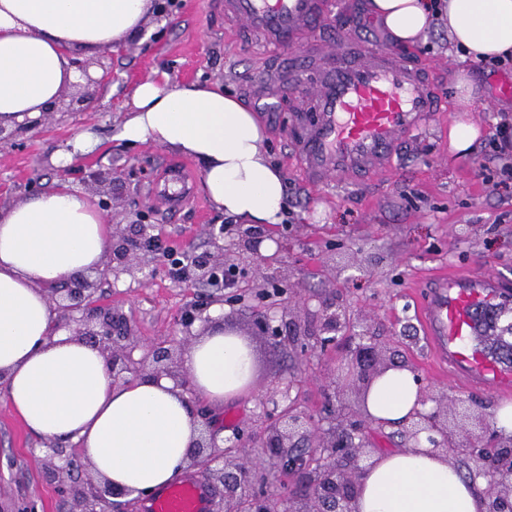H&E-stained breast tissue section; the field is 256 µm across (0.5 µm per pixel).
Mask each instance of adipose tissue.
<instances>
[{
	"instance_id": "obj_1",
	"label": "adipose tissue",
	"mask_w": 512,
	"mask_h": 512,
	"mask_svg": "<svg viewBox=\"0 0 512 512\" xmlns=\"http://www.w3.org/2000/svg\"><path fill=\"white\" fill-rule=\"evenodd\" d=\"M371 16L409 45L436 22L431 0H367ZM151 0H0V124L38 118L79 82L72 53H93L135 35ZM448 37L473 57L512 53V0H447ZM119 130L129 144H155L194 158L202 188L243 224H278L285 191L253 113L215 83L139 84ZM112 229L90 194L65 183L0 207V379L6 405L31 433L75 442L96 474L114 486L153 492L181 473L197 435L190 397L223 408L252 388L247 343L212 326L185 351L193 388L167 377L114 382L93 343L55 329L47 290L103 267ZM407 368H390L366 397L371 421L399 425L419 407ZM354 512H486L472 478L426 448L378 454L365 472Z\"/></svg>"
}]
</instances>
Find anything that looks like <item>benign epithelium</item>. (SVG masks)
I'll list each match as a JSON object with an SVG mask.
<instances>
[{
  "label": "benign epithelium",
  "instance_id": "1",
  "mask_svg": "<svg viewBox=\"0 0 512 512\" xmlns=\"http://www.w3.org/2000/svg\"><path fill=\"white\" fill-rule=\"evenodd\" d=\"M82 82L75 84L77 92L60 98L55 112H83L96 92L109 81L110 72L101 61L75 60ZM51 113L29 126L6 128L0 125V142L17 143L23 132L37 129L50 121ZM83 183L99 196L102 210L112 211V186L120 184L110 168L99 167L84 171ZM150 215L135 211L124 222L112 224V242L105 267L97 277L81 274L52 289V301L62 325L74 326L75 334L97 345L106 358L113 380L126 373H149L166 376L187 390L189 381L181 366L182 349L161 344L145 345L135 336L130 320L120 306L100 303L103 284L128 277L138 283L147 279L158 256L175 251L161 246L160 240L147 233L145 224ZM265 241L262 229H247L241 234L219 226L210 233L207 247L185 254L188 279L208 286L220 278L233 286L248 277L252 264H258L261 279L247 284L248 292L224 293L217 288L206 299L188 306L180 318L185 335L192 333L194 323L214 301L234 308L251 303L256 334L276 341L283 336H315L322 344L336 341L355 328L359 335L373 336L372 324L329 298L318 300L315 310L309 299L294 301L288 306L285 290L291 287V272L283 260L282 245L270 254L261 253ZM142 349L135 361L131 353ZM389 348L366 342L356 347L347 364L350 375L363 381L361 394H366L373 381L386 369L401 367ZM293 382L266 392L260 399L264 415L261 430L250 439L252 446L272 456L280 477L290 473L307 477L303 500L297 501L267 492L271 484L268 470L260 458L242 454L244 433L236 430L227 438L219 437L204 416L197 422L198 435L188 453L191 468H198L206 481L224 488L220 512H352L357 486L363 473L358 467L348 468L345 460L368 458L372 454L367 435L368 418L360 411L345 423V434L335 427L321 428L311 418L295 409L290 400ZM422 404L430 407L410 414L404 424L406 442L418 448H430L443 454H469L471 473L475 477L494 479L504 462H512V437L499 434L483 436L482 419L473 410L454 400H445L429 390L422 392ZM43 461L57 472L71 470L72 461L66 449L47 444ZM71 507L68 512H136L143 495L116 489L100 480L88 488L75 485L70 489ZM488 512H512V485L493 487L487 494Z\"/></svg>",
  "mask_w": 512,
  "mask_h": 512
}]
</instances>
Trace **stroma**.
I'll return each instance as SVG.
<instances>
[{"label":"stroma","instance_id":"obj_1","mask_svg":"<svg viewBox=\"0 0 512 512\" xmlns=\"http://www.w3.org/2000/svg\"><path fill=\"white\" fill-rule=\"evenodd\" d=\"M316 36L331 51L351 43L373 50L386 33L367 14L365 0H337ZM404 52L433 85L443 117L411 136L387 166L339 186L308 185L294 155L297 134L309 127L308 117L316 109V71L303 65L300 89H269L276 122L263 129L269 159L284 177L288 212L283 223L267 231L283 242V257L302 294L336 295L351 311L372 316L380 341L412 365L423 387L475 406L490 423L502 404L512 403V393L483 391L441 362L427 333L424 305L433 287L431 274L439 270L489 272L512 284V180L502 181L500 174L512 164V149L500 151L497 133L501 118L512 119V97L498 93L502 82L512 81V70L493 74L460 53L448 39L444 18ZM305 55L303 43L272 50L244 25L225 21L221 0H178L170 25L150 22L137 38L113 51L107 60L112 81L87 111L55 113L43 129L23 134L21 147L0 145V205L28 196L33 181L43 189L59 181L82 188V168L94 163L121 178L115 212L148 211L150 233L177 251L201 246L209 225L226 223V216L203 191L192 158L117 139L126 102L138 83L164 73L173 82L221 83L253 109L252 93L263 71L290 59L302 62ZM464 73L473 76L477 91L463 110L456 80ZM458 119L474 121L480 129L471 151L462 155L448 145V124ZM85 132L96 136L97 148L76 156L69 167H58L57 152ZM155 186L186 193L176 215L155 206ZM333 251L352 257L353 267L333 268L328 260ZM202 297L201 288L171 280L160 267L146 283L121 281L103 293L104 301L124 308L146 343L180 341L177 320ZM213 311L217 323L246 337L253 351L252 390L225 401L223 410L209 412L222 435L230 433L225 426L229 414L238 416L240 428L259 430L258 395L288 379L295 384L291 396L298 411L321 427L339 423L349 406L357 405L354 393L348 404L331 401L328 384L339 379L358 337L341 336L324 347L312 338L274 344L252 335L246 307L217 305ZM43 446L42 438L0 404V512L29 505L35 512H66L63 480L40 461Z\"/></svg>","mask_w":512,"mask_h":512}]
</instances>
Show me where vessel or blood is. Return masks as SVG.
Segmentation results:
<instances>
[{
	"label": "vessel or blood",
	"mask_w": 512,
	"mask_h": 512,
	"mask_svg": "<svg viewBox=\"0 0 512 512\" xmlns=\"http://www.w3.org/2000/svg\"><path fill=\"white\" fill-rule=\"evenodd\" d=\"M332 0H224V16L245 21L267 45L303 41L319 70V117L295 145L305 177L318 185L344 181L385 165L396 148L430 121L440 105L419 68L391 49L372 53L347 46L324 54L312 26L332 10ZM512 306L496 276L438 275L426 304L428 332L440 359L493 391L512 389V364L480 347L475 338L499 309ZM210 490L202 478H179L156 491L144 512H208Z\"/></svg>",
	"instance_id": "obj_1"
}]
</instances>
